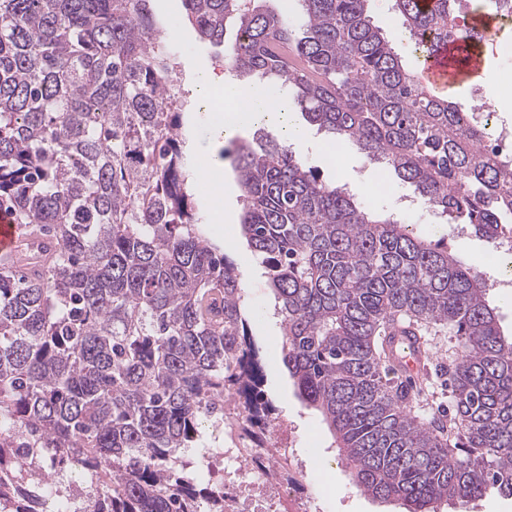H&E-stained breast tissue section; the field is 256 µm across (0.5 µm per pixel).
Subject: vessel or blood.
<instances>
[{
    "label": "vessel or blood",
    "instance_id": "1",
    "mask_svg": "<svg viewBox=\"0 0 512 512\" xmlns=\"http://www.w3.org/2000/svg\"><path fill=\"white\" fill-rule=\"evenodd\" d=\"M466 54L467 64L457 68L454 64L459 54ZM487 62L483 47L460 51L457 44L448 43L430 56L421 59L420 76L424 84L445 90L463 87L473 76L481 72ZM32 238L29 226L17 222L13 213L0 210V262L7 264L14 260ZM393 366L403 374L417 370L425 357L420 343L412 337H399L389 354Z\"/></svg>",
    "mask_w": 512,
    "mask_h": 512
}]
</instances>
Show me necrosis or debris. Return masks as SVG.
Segmentation results:
<instances>
[{"instance_id":"necrosis-or-debris-1","label":"necrosis or debris","mask_w":512,"mask_h":512,"mask_svg":"<svg viewBox=\"0 0 512 512\" xmlns=\"http://www.w3.org/2000/svg\"><path fill=\"white\" fill-rule=\"evenodd\" d=\"M287 424L241 408L224 419V512H318Z\"/></svg>"}]
</instances>
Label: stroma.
Returning a JSON list of instances; mask_svg holds the SVG:
<instances>
[{"label": "stroma", "mask_w": 512, "mask_h": 512, "mask_svg": "<svg viewBox=\"0 0 512 512\" xmlns=\"http://www.w3.org/2000/svg\"><path fill=\"white\" fill-rule=\"evenodd\" d=\"M151 8L161 35L177 50L180 74L176 95L183 104L181 133L192 167L199 171L208 166L213 152L230 149L235 139L252 137L254 128L246 125L223 137L214 135L210 123L199 110V76L205 72L226 73L223 53L219 48L198 41L187 20L182 0H152ZM370 14L405 66L412 71L418 70L419 59L411 49L410 32L391 10L387 0H372ZM485 52L488 65L484 72L473 78L471 86L502 85L507 98L512 100V23L499 30L495 43L486 45ZM330 142L329 136L316 128H309L299 156L323 179L346 184L356 197L384 214H400L399 197L412 196L414 205L402 216L415 235L447 245L456 257L471 264L482 277L504 276L501 259L489 256L482 238L449 235L447 225L441 223L422 199L416 198L412 186L398 180L382 165L370 162L354 146L343 145V162L335 164ZM378 178L386 181L387 190L364 193L363 183ZM211 179L214 191L198 194L196 208L210 236L223 246L225 253L238 266L250 317V332L260 352L265 394L276 406L280 419L295 428L297 446L308 461L306 481L319 501L321 512H396L395 506L373 501L353 485L330 446L331 437L321 416L297 398L282 362L281 318L274 309V298L265 271L239 235L242 202L231 159H224L220 168L212 170ZM421 334L432 360L429 374L419 379V392L410 409L420 418L431 419L442 416L448 409L451 399L448 369L457 357L456 340L447 331L435 327L422 328Z\"/></svg>", "instance_id": "obj_1"}]
</instances>
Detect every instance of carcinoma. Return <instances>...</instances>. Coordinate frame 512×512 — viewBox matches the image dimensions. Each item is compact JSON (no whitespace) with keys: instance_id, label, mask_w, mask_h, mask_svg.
Here are the masks:
<instances>
[{"instance_id":"cac0c4a2","label":"carcinoma","mask_w":512,"mask_h":512,"mask_svg":"<svg viewBox=\"0 0 512 512\" xmlns=\"http://www.w3.org/2000/svg\"><path fill=\"white\" fill-rule=\"evenodd\" d=\"M183 0L233 76L288 86L306 120L415 186L447 224L512 232V160L473 106L424 88L369 0ZM427 55L480 41L462 0H390ZM150 0H0V207L36 236L0 268V512H224L185 450L263 368L241 275L206 233ZM240 234L261 258L297 396L364 494L404 512L512 496V337L472 266L378 218L283 141H237ZM457 337L449 425L407 411L376 340Z\"/></svg>"}]
</instances>
